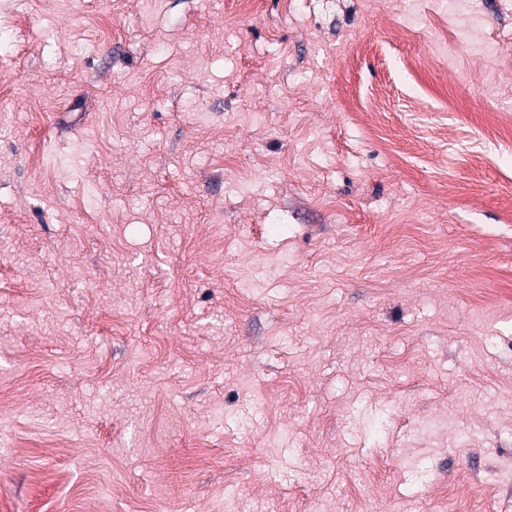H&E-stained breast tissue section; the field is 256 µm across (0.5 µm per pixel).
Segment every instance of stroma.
I'll use <instances>...</instances> for the list:
<instances>
[{
    "mask_svg": "<svg viewBox=\"0 0 512 512\" xmlns=\"http://www.w3.org/2000/svg\"><path fill=\"white\" fill-rule=\"evenodd\" d=\"M0 512H512V0H0Z\"/></svg>",
    "mask_w": 512,
    "mask_h": 512,
    "instance_id": "1",
    "label": "stroma"
}]
</instances>
